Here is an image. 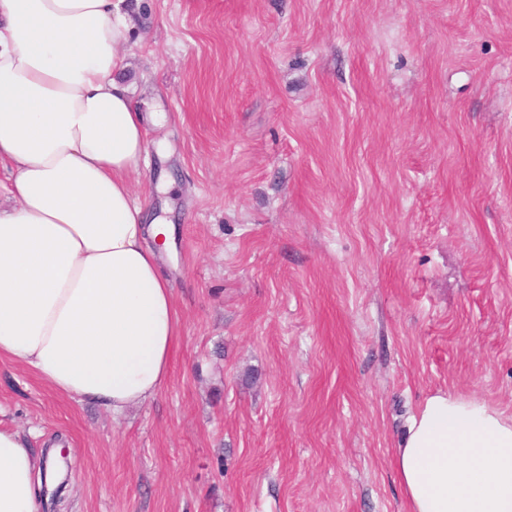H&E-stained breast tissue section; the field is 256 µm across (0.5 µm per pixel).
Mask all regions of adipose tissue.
<instances>
[{"label":"adipose tissue","mask_w":512,"mask_h":512,"mask_svg":"<svg viewBox=\"0 0 512 512\" xmlns=\"http://www.w3.org/2000/svg\"><path fill=\"white\" fill-rule=\"evenodd\" d=\"M123 0H0V358L113 414L152 398L179 334L148 219L128 177L147 124L119 75ZM42 461L0 427V512H40ZM407 512H512V416L445 392L395 457Z\"/></svg>","instance_id":"obj_1"}]
</instances>
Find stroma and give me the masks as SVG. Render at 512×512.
Instances as JSON below:
<instances>
[{
    "label": "stroma",
    "mask_w": 512,
    "mask_h": 512,
    "mask_svg": "<svg viewBox=\"0 0 512 512\" xmlns=\"http://www.w3.org/2000/svg\"><path fill=\"white\" fill-rule=\"evenodd\" d=\"M180 336L118 418L0 361L56 512H406L437 392L512 414V0H126Z\"/></svg>",
    "instance_id": "stroma-1"
}]
</instances>
